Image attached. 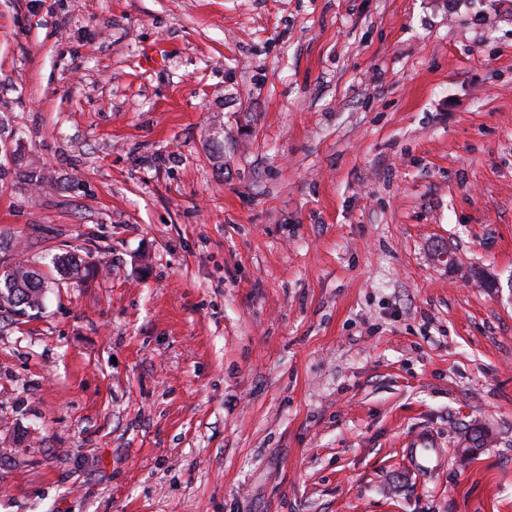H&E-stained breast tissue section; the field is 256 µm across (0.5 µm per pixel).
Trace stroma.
Segmentation results:
<instances>
[{"label":"stroma","mask_w":512,"mask_h":512,"mask_svg":"<svg viewBox=\"0 0 512 512\" xmlns=\"http://www.w3.org/2000/svg\"><path fill=\"white\" fill-rule=\"evenodd\" d=\"M64 250L0 512H512V0H0V259ZM52 266L58 275L63 279L78 277L83 271L92 266V262L84 258H76L72 253L55 255L52 259Z\"/></svg>","instance_id":"1"}]
</instances>
